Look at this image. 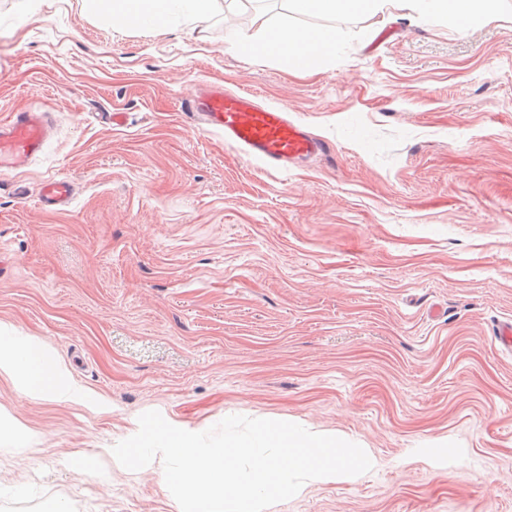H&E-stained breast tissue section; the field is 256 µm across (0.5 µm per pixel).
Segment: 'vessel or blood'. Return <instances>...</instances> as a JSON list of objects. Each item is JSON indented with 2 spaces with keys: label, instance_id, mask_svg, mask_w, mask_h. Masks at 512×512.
I'll use <instances>...</instances> for the list:
<instances>
[{
  "label": "vessel or blood",
  "instance_id": "b4317fda",
  "mask_svg": "<svg viewBox=\"0 0 512 512\" xmlns=\"http://www.w3.org/2000/svg\"><path fill=\"white\" fill-rule=\"evenodd\" d=\"M182 109L199 128L222 134L225 143L272 171L331 154L327 141L313 137L302 124L290 119L285 109L258 105L254 95L246 91L231 93L220 84H203L192 96L183 98ZM49 137V115L38 109L20 110L1 119L0 173L26 167L40 156ZM74 197L73 182L55 175L43 180L36 203L49 213L64 212Z\"/></svg>",
  "mask_w": 512,
  "mask_h": 512
}]
</instances>
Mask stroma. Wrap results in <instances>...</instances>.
<instances>
[{
	"label": "stroma",
	"instance_id": "obj_1",
	"mask_svg": "<svg viewBox=\"0 0 512 512\" xmlns=\"http://www.w3.org/2000/svg\"><path fill=\"white\" fill-rule=\"evenodd\" d=\"M32 2L0 0V118L38 107L53 135L0 175V324L112 408L31 402L0 376L19 427L0 512H175L112 457L149 410L287 420L375 456L271 512H512V357L491 338L512 319V0L462 32L268 0L269 26L342 31L308 74L229 51L256 26L220 8L199 32ZM200 83L283 107L333 160L276 173L197 130L180 101ZM59 174L75 200L44 212ZM75 197L74 183L67 177L55 175L41 183L36 204L49 213L68 211Z\"/></svg>",
	"mask_w": 512,
	"mask_h": 512
}]
</instances>
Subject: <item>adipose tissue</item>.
I'll return each mask as SVG.
<instances>
[{
	"label": "adipose tissue",
	"instance_id": "adipose-tissue-1",
	"mask_svg": "<svg viewBox=\"0 0 512 512\" xmlns=\"http://www.w3.org/2000/svg\"><path fill=\"white\" fill-rule=\"evenodd\" d=\"M215 0H86L90 8H103L113 25L164 23L172 12L201 22L212 12ZM301 14H362L386 18L404 10L419 17H436L465 28L477 20H495L502 0H289ZM253 36L228 34L229 50L253 58L285 56L299 69L309 70L335 54L342 36L336 28L271 27L256 17ZM0 376L8 377L17 392L34 402L88 404L89 391L76 382L65 363L43 341L8 326L0 327Z\"/></svg>",
	"mask_w": 512,
	"mask_h": 512
}]
</instances>
